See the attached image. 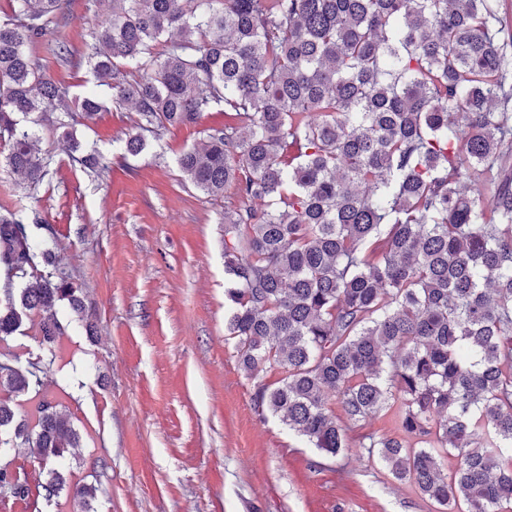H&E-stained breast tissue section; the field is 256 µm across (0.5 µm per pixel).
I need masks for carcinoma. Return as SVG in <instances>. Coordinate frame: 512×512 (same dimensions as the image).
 <instances>
[{
  "instance_id": "1",
  "label": "carcinoma",
  "mask_w": 512,
  "mask_h": 512,
  "mask_svg": "<svg viewBox=\"0 0 512 512\" xmlns=\"http://www.w3.org/2000/svg\"><path fill=\"white\" fill-rule=\"evenodd\" d=\"M74 0H13L0 22V147L36 187L46 161L15 115L63 112L74 126L105 108L32 60L46 36L77 57L111 102L137 113L126 151L197 123L230 121L184 151L185 180L224 209L228 317L255 401L330 457L376 459L438 512H512V20L500 0H94L92 41L73 50ZM163 46L158 51L157 46ZM54 263L24 217L0 215L6 280L0 335L40 317L42 341L80 317L61 277L14 279ZM36 363L0 364V388L43 385ZM341 414H336V411ZM395 411L399 436L353 448L352 425ZM26 447L59 496L80 446L45 401L36 430L0 402V441ZM30 487L0 466V494Z\"/></svg>"
}]
</instances>
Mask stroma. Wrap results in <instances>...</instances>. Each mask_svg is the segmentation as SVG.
Returning <instances> with one entry per match:
<instances>
[{"mask_svg": "<svg viewBox=\"0 0 512 512\" xmlns=\"http://www.w3.org/2000/svg\"><path fill=\"white\" fill-rule=\"evenodd\" d=\"M35 62L74 95H112L85 65L60 66L45 49ZM136 118L109 102L78 126L83 151L102 158L96 175L41 114L22 124L47 159L42 182L28 187L0 162V214L39 215L32 246L54 238L53 273L78 286L97 324L88 334L62 302L56 312L67 330L53 345L33 318L0 340V363L46 368L39 390L0 389V401L31 426L50 401L80 434L61 466L68 490L50 501L29 496L25 512H435L377 461L329 457L258 411L259 380L240 369L225 337L228 200L186 184L177 166L185 149L223 125L224 108L133 156L124 139ZM76 483L95 487L89 506L74 497Z\"/></svg>", "mask_w": 512, "mask_h": 512, "instance_id": "35a3bbf8", "label": "stroma"}]
</instances>
